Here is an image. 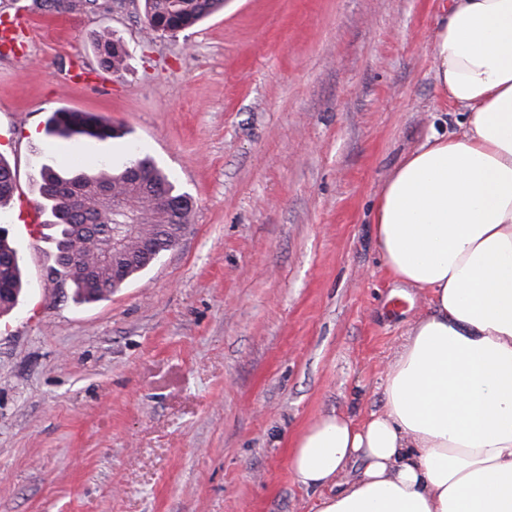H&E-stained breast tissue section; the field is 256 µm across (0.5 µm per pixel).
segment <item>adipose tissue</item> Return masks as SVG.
Instances as JSON below:
<instances>
[{
	"label": "adipose tissue",
	"mask_w": 512,
	"mask_h": 512,
	"mask_svg": "<svg viewBox=\"0 0 512 512\" xmlns=\"http://www.w3.org/2000/svg\"><path fill=\"white\" fill-rule=\"evenodd\" d=\"M432 56L464 119L405 156L373 212L385 268L428 307L379 410L324 414L294 439L315 512H512V0H448Z\"/></svg>",
	"instance_id": "ef3b65f1"
}]
</instances>
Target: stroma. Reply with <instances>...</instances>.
I'll list each match as a JSON object with an SVG mask.
<instances>
[{"label": "stroma", "mask_w": 512, "mask_h": 512, "mask_svg": "<svg viewBox=\"0 0 512 512\" xmlns=\"http://www.w3.org/2000/svg\"><path fill=\"white\" fill-rule=\"evenodd\" d=\"M0 0L27 25L0 56V212L21 260L0 317V512H314L288 456L336 411L383 402L385 370L425 293L385 271L372 224L387 175L457 130L434 78L448 0H224L147 35L143 0L78 14ZM126 51L112 73L94 38ZM94 112L119 139L45 136ZM150 155L193 202L189 231L105 301L50 280L54 248L18 213L42 166ZM16 190L15 172L9 161L0 155V211L9 207Z\"/></svg>", "instance_id": "35a3bbf8"}]
</instances>
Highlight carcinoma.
I'll return each instance as SVG.
<instances>
[{
	"instance_id": "obj_1",
	"label": "carcinoma",
	"mask_w": 512,
	"mask_h": 512,
	"mask_svg": "<svg viewBox=\"0 0 512 512\" xmlns=\"http://www.w3.org/2000/svg\"><path fill=\"white\" fill-rule=\"evenodd\" d=\"M96 0H31V6L50 13H77ZM224 7V0H144V29L153 34H174L193 27ZM96 47L103 65L114 72L123 68L126 52L112 31L98 32ZM46 135L77 141L81 138L106 140L122 132L102 116L91 112L60 109L45 122ZM39 208L48 215L44 227L50 233L55 258L72 256V263L53 274L68 281L78 302L108 299L112 288V266L121 268L117 282L124 284L149 268L159 256L136 247L121 254L109 251L115 226L123 217L98 201L93 189L109 187L112 196L132 200L137 206L142 235L153 240L161 251L178 245L190 227L193 201L156 162L143 156L121 167L97 164L77 173L44 166L35 179ZM16 190L15 172L0 155V211L9 207ZM23 288L22 269L8 230L0 227V316L11 313L19 303Z\"/></svg>"
}]
</instances>
